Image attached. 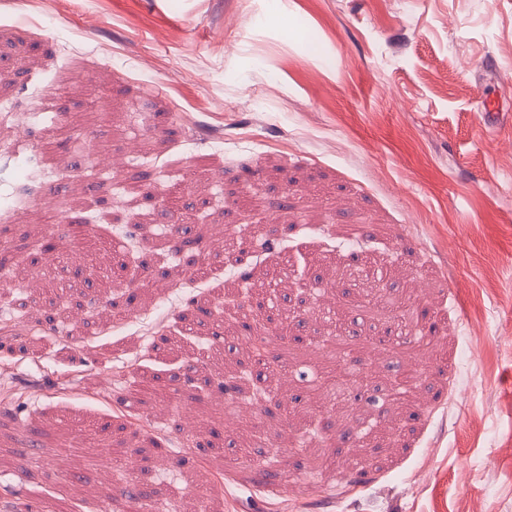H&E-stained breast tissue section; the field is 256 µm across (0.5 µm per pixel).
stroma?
<instances>
[{"label":"stroma","mask_w":512,"mask_h":512,"mask_svg":"<svg viewBox=\"0 0 512 512\" xmlns=\"http://www.w3.org/2000/svg\"><path fill=\"white\" fill-rule=\"evenodd\" d=\"M50 183L77 190L63 212ZM8 199L42 204L0 216V280L28 293L0 299V487L32 512H129L106 499L129 459L154 512H512V0H0ZM303 254L319 288L226 309L243 272ZM367 265L417 318L403 341L379 340ZM246 330L273 337L266 365ZM284 361L305 378L225 416ZM344 364L340 416L322 393Z\"/></svg>","instance_id":"1"}]
</instances>
